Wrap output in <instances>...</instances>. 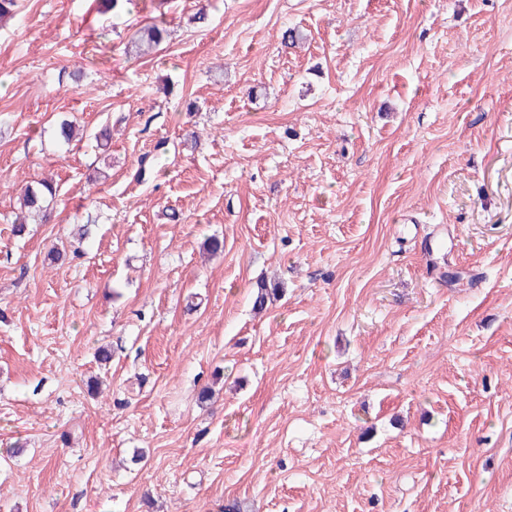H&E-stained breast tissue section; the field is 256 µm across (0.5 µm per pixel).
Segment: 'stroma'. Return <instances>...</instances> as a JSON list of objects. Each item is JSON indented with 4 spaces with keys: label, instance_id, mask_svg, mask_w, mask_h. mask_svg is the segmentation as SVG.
<instances>
[{
    "label": "stroma",
    "instance_id": "1",
    "mask_svg": "<svg viewBox=\"0 0 512 512\" xmlns=\"http://www.w3.org/2000/svg\"><path fill=\"white\" fill-rule=\"evenodd\" d=\"M99 2L0 22V512H512V0ZM55 188L48 179H40L32 181L22 188L21 207L28 213H34L37 216L42 214V218L46 217L45 202L47 197L55 196Z\"/></svg>",
    "mask_w": 512,
    "mask_h": 512
}]
</instances>
